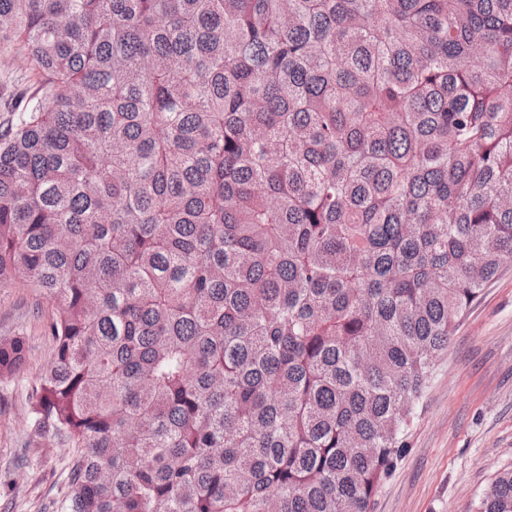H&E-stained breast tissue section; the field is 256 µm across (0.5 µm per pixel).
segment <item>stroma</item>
I'll list each match as a JSON object with an SVG mask.
<instances>
[{"mask_svg":"<svg viewBox=\"0 0 512 512\" xmlns=\"http://www.w3.org/2000/svg\"><path fill=\"white\" fill-rule=\"evenodd\" d=\"M33 86L25 61L1 42L0 123ZM51 313L22 282L0 287V338L28 344L23 373L0 382V512H55L69 493L68 448L29 423L28 395L50 360ZM405 444L372 512H475L495 474L512 467V265L486 284L436 362Z\"/></svg>","mask_w":512,"mask_h":512,"instance_id":"stroma-1","label":"stroma"}]
</instances>
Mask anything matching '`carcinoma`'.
<instances>
[{"instance_id": "carcinoma-1", "label": "carcinoma", "mask_w": 512, "mask_h": 512, "mask_svg": "<svg viewBox=\"0 0 512 512\" xmlns=\"http://www.w3.org/2000/svg\"><path fill=\"white\" fill-rule=\"evenodd\" d=\"M0 41L37 77L0 286L52 307L60 512H372L512 264V0H0Z\"/></svg>"}]
</instances>
